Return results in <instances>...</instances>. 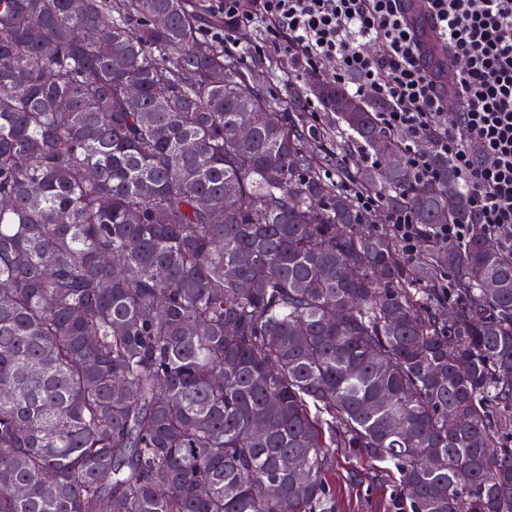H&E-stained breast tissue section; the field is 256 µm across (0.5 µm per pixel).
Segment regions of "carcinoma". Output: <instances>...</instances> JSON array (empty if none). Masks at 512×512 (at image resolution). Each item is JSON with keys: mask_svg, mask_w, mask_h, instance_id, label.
Listing matches in <instances>:
<instances>
[{"mask_svg": "<svg viewBox=\"0 0 512 512\" xmlns=\"http://www.w3.org/2000/svg\"><path fill=\"white\" fill-rule=\"evenodd\" d=\"M269 85L190 0H0V512H335L336 448L398 512H512V251L448 155L391 164L378 103ZM390 222L401 247L412 252L419 241L418 225L412 223L407 212L392 213Z\"/></svg>", "mask_w": 512, "mask_h": 512, "instance_id": "cac0c4a2", "label": "carcinoma"}]
</instances>
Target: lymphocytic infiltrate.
I'll return each instance as SVG.
<instances>
[{"label": "lymphocytic infiltrate", "mask_w": 512, "mask_h": 512, "mask_svg": "<svg viewBox=\"0 0 512 512\" xmlns=\"http://www.w3.org/2000/svg\"><path fill=\"white\" fill-rule=\"evenodd\" d=\"M423 2L449 58L464 63L449 88L436 82L405 0H217V7L227 52L238 50L240 29L265 22L298 69L379 103L383 125L403 135L418 175L432 173L422 145L433 139L453 162L478 223L512 249V0ZM368 43L382 53L365 52ZM452 98L458 120L438 129Z\"/></svg>", "instance_id": "1"}]
</instances>
